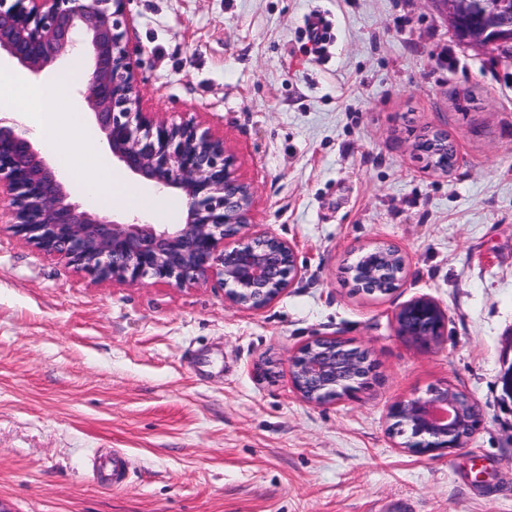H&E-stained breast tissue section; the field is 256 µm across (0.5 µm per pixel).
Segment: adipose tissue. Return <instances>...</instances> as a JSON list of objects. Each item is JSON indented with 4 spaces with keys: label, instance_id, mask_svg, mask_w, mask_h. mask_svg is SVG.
Returning a JSON list of instances; mask_svg holds the SVG:
<instances>
[{
    "label": "adipose tissue",
    "instance_id": "1",
    "mask_svg": "<svg viewBox=\"0 0 512 512\" xmlns=\"http://www.w3.org/2000/svg\"><path fill=\"white\" fill-rule=\"evenodd\" d=\"M84 54L82 43H75L68 51L61 75L39 85L10 67L0 66V94L12 102L14 118L30 125L43 142L70 156L95 137L79 99L67 90L69 81L84 71ZM72 176L79 193L92 204L110 199L135 211L147 195L146 190L113 174L111 166L103 161L73 170Z\"/></svg>",
    "mask_w": 512,
    "mask_h": 512
}]
</instances>
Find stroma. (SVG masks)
<instances>
[{
    "label": "stroma",
    "instance_id": "1",
    "mask_svg": "<svg viewBox=\"0 0 512 512\" xmlns=\"http://www.w3.org/2000/svg\"><path fill=\"white\" fill-rule=\"evenodd\" d=\"M153 111L196 113L253 186L251 233L291 243L299 274L258 310L214 277L188 288L96 285L0 223V506L7 512H512V66L462 46L429 0H128ZM326 33L306 51L309 23ZM430 129L449 172L413 146ZM118 205L124 222L178 224ZM390 245L406 277L369 295L348 273ZM429 296L439 344L394 313ZM337 336L370 352L353 396L293 388L289 358ZM272 362L269 375L258 364ZM463 391L481 423L450 453L392 438L397 401ZM119 448L124 488L90 459ZM484 481H477L478 472ZM416 147L426 155L430 167L434 170L448 172L454 166L455 152L453 145L448 140L447 133L438 130L432 131Z\"/></svg>",
    "mask_w": 512,
    "mask_h": 512
}]
</instances>
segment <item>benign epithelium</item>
<instances>
[{
	"instance_id": "1",
	"label": "benign epithelium",
	"mask_w": 512,
	"mask_h": 512,
	"mask_svg": "<svg viewBox=\"0 0 512 512\" xmlns=\"http://www.w3.org/2000/svg\"><path fill=\"white\" fill-rule=\"evenodd\" d=\"M128 0H0V54L34 76L68 51L80 31L94 66L84 92L112 159L138 179L179 193L181 224L121 223L71 200L58 168L27 133L0 118V220L44 255L60 259L96 283L133 285L152 279L182 288L211 276L224 287V302L256 309L278 298L298 275L293 246L247 229L254 188L242 181L224 138L201 129L197 117L173 120L145 107L136 63L134 19ZM457 39L512 61V0H494L488 24L472 25L478 0H431ZM434 170L455 163L448 134L435 130L418 143ZM386 264L374 249L360 252L352 267L361 290L374 294L388 277L390 289L405 279L404 257ZM446 314L430 297L402 305L398 335L422 345L441 339ZM292 384L311 404H326L362 388L372 373L369 351L339 337L315 338L290 357ZM390 433L409 435L400 447L413 452L464 447L481 421L478 403L446 386L393 405Z\"/></svg>"
}]
</instances>
